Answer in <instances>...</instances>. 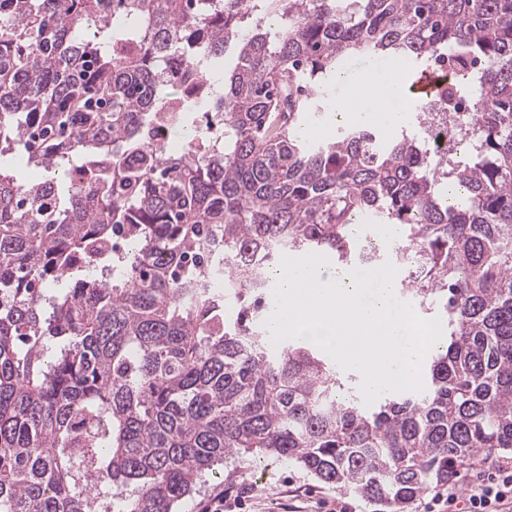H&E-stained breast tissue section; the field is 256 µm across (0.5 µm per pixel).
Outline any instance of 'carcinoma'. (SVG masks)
<instances>
[{"label":"carcinoma","instance_id":"obj_1","mask_svg":"<svg viewBox=\"0 0 512 512\" xmlns=\"http://www.w3.org/2000/svg\"><path fill=\"white\" fill-rule=\"evenodd\" d=\"M362 54L446 66L420 114L455 124L446 149L307 132ZM158 112L181 151L150 141ZM4 155L46 175L0 168V512H174L247 454L409 512L512 451V0H0ZM365 213L444 327L423 389L369 407L265 325L281 255L385 262Z\"/></svg>","mask_w":512,"mask_h":512}]
</instances>
